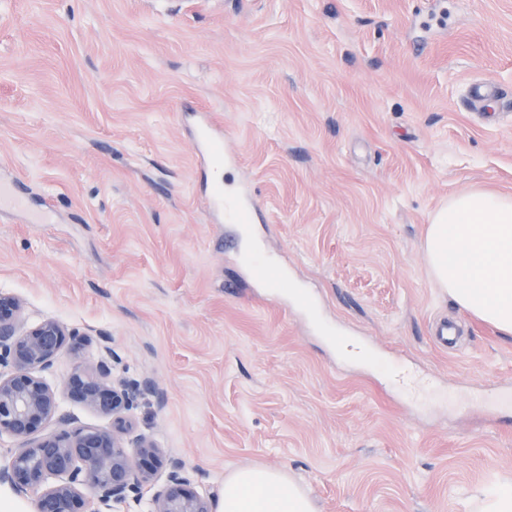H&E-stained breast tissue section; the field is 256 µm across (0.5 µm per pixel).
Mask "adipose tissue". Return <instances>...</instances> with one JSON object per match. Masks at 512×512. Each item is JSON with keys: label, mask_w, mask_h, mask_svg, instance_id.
I'll use <instances>...</instances> for the list:
<instances>
[{"label": "adipose tissue", "mask_w": 512, "mask_h": 512, "mask_svg": "<svg viewBox=\"0 0 512 512\" xmlns=\"http://www.w3.org/2000/svg\"><path fill=\"white\" fill-rule=\"evenodd\" d=\"M429 272L460 309L512 336V194L476 188L449 197L424 241ZM219 512H314L285 472L244 468L224 479Z\"/></svg>", "instance_id": "obj_1"}]
</instances>
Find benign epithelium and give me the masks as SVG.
Returning a JSON list of instances; mask_svg holds the SVG:
<instances>
[{"label": "benign epithelium", "instance_id": "1", "mask_svg": "<svg viewBox=\"0 0 512 512\" xmlns=\"http://www.w3.org/2000/svg\"><path fill=\"white\" fill-rule=\"evenodd\" d=\"M84 342L50 317L26 327L22 301L0 293V436L17 442L0 482L33 494L35 512H214L217 494L195 489L181 461L136 432L133 411L150 386L118 375L109 347L88 359ZM67 348L72 369L54 387L41 373ZM64 398L111 418L112 428L74 425ZM49 424L56 429L37 434Z\"/></svg>", "mask_w": 512, "mask_h": 512}]
</instances>
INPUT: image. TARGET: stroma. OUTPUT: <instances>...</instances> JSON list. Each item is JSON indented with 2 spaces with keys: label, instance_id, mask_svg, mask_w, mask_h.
I'll use <instances>...</instances> for the list:
<instances>
[{
  "label": "stroma",
  "instance_id": "1",
  "mask_svg": "<svg viewBox=\"0 0 512 512\" xmlns=\"http://www.w3.org/2000/svg\"><path fill=\"white\" fill-rule=\"evenodd\" d=\"M484 80L498 106L471 103ZM192 107L224 129L225 191L259 204L247 236L209 213ZM0 177L26 198L0 209V292L150 382L137 428L197 488L268 468L314 512H476L512 480L489 393L512 336L448 300L423 250L449 195L512 193V0H0ZM250 271L254 279L266 288H287L284 275L277 265L264 262L261 256L254 255L250 262ZM458 333L457 325L445 320L434 327L432 339L437 347L448 350V348H453L457 344Z\"/></svg>",
  "mask_w": 512,
  "mask_h": 512
}]
</instances>
